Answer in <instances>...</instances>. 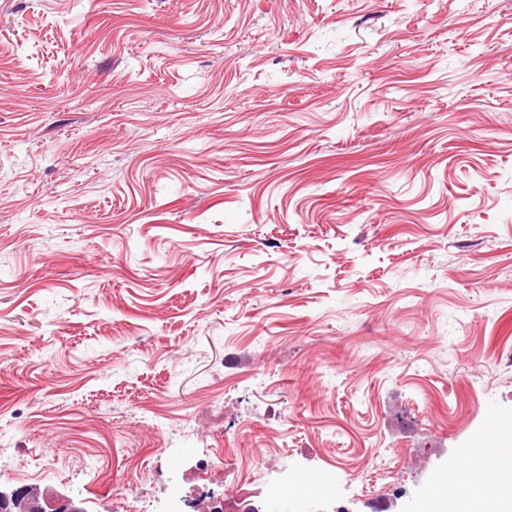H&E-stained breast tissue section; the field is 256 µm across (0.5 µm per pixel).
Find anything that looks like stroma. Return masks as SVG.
I'll list each match as a JSON object with an SVG mask.
<instances>
[{
	"mask_svg": "<svg viewBox=\"0 0 512 512\" xmlns=\"http://www.w3.org/2000/svg\"><path fill=\"white\" fill-rule=\"evenodd\" d=\"M493 415L512 0H0L1 488L428 512Z\"/></svg>",
	"mask_w": 512,
	"mask_h": 512,
	"instance_id": "stroma-1",
	"label": "stroma"
}]
</instances>
